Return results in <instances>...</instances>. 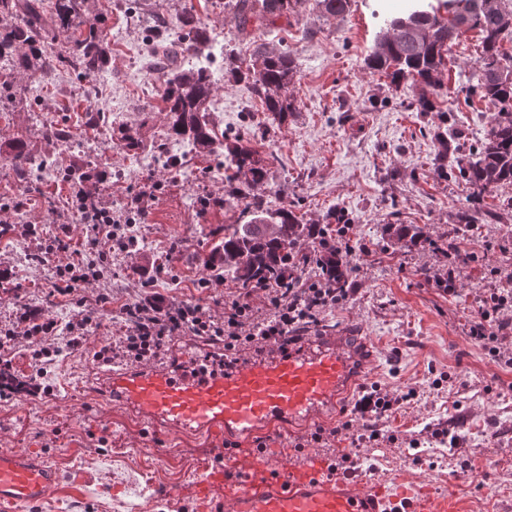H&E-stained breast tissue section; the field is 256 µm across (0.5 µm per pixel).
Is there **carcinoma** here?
Listing matches in <instances>:
<instances>
[{
    "mask_svg": "<svg viewBox=\"0 0 512 512\" xmlns=\"http://www.w3.org/2000/svg\"><path fill=\"white\" fill-rule=\"evenodd\" d=\"M86 0H56L54 12L44 16L38 8L21 0H0V14L13 17L27 14L21 25L0 29V59L13 57L23 47H36L33 34L47 28L48 21L81 15ZM320 13L342 16L349 0H314ZM486 0H442L438 5L418 4L390 15L385 28L376 37L372 52L365 59V69L380 73L391 83H411L420 88L418 110H436L435 96L441 78L448 70L452 47L472 30L481 37V55L477 60L476 84L472 90L487 100L497 112L478 137L477 146L462 151L443 133L435 134L438 149L432 168L437 179L452 177L469 185L468 201L481 202L483 195L503 184L512 185V54L502 50L505 40L512 42V0H495L491 8ZM294 0H233L238 19L237 31L250 24L275 33L277 22L293 13ZM215 38L203 24L171 40L159 34L152 42L149 74L161 82V105L149 108L166 113V141L189 147L197 153L224 158L222 165L232 171L230 178L244 177V186L253 198L262 197L268 188L267 173L254 152L237 137L224 144L210 119V101L215 80L211 66L215 62ZM65 61L79 77L102 78L107 73V46L92 34L73 30ZM297 65L289 50L270 49L262 43L234 70L237 81L247 83L260 98L264 111L284 120L296 111L295 101L287 95ZM12 162L24 172L29 157L24 143L11 144ZM244 224L224 225V241L213 249L210 264L224 266V278L232 284L248 287L254 283L275 282L288 287L284 280L306 270L305 257L297 249L300 239L323 232L325 225L305 224L288 206L277 209L254 204L244 208L239 219ZM448 250L464 267L473 260L457 237L448 240ZM322 272L337 288L350 286L352 267L346 258L326 256Z\"/></svg>",
    "mask_w": 512,
    "mask_h": 512,
    "instance_id": "obj_1",
    "label": "carcinoma"
}]
</instances>
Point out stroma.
Instances as JSON below:
<instances>
[{"label":"stroma","mask_w":512,"mask_h":512,"mask_svg":"<svg viewBox=\"0 0 512 512\" xmlns=\"http://www.w3.org/2000/svg\"><path fill=\"white\" fill-rule=\"evenodd\" d=\"M411 0H351L341 17H324L311 4L297 9L295 22L281 39L265 40L262 32L236 39L235 15L225 0H86L85 26L107 36L110 75L99 82H77L61 64L42 65V57L65 53L67 33L55 29L24 68L1 74L13 94L0 98V199L9 202L0 220L10 225L0 235V277L11 287L0 289V325L28 307L65 323L79 314L78 305H46L53 279L48 265L30 262L38 241L25 235L28 224L69 222L73 241L85 233L70 223L59 177L81 166L106 171L98 186L103 202L125 214L134 195L147 192L144 217L132 233L133 253L114 251L112 272L82 294L112 298L107 308L93 307L84 350L66 351L43 367L45 394L0 402V450L34 452L52 460L61 485L20 512H205L188 496L212 442L155 430L127 416L102 398L96 381L99 365L90 351L111 339L125 304L154 291L167 300H193L213 315L224 310L225 285L199 287L205 260L216 241L214 232L233 223L246 205L236 184L224 179V168L212 156L183 150L181 165L167 166L160 154L148 170L138 156L119 144L126 128H140L148 147L166 134V116L154 111L160 88L147 79L148 51L156 32L177 35L179 21L199 19L212 36L235 37L234 58H218L224 72L214 93L211 118L226 136L250 141L267 170V208H296L305 223L322 224L331 209L344 211L359 242L370 255L351 259L357 272L353 294L329 312L318 334L357 328L369 342L372 357L349 391L337 401V412L307 422L275 425L266 457L289 466L328 459L326 449L307 444L316 428L343 420L362 387L377 383L409 398L380 423L397 443L363 442L352 447L361 461L362 485L383 484L421 490L433 497L447 494L464 512H512V369L471 343L469 322L490 293L504 287L512 273V186L485 196L484 211L468 228L475 261L465 266L456 295L438 281L448 275V256L431 248L447 239L467 208V190L455 180L431 176L435 133L453 128L466 145L491 122L492 105L472 92V75L480 55V38L467 33L452 50L454 63L442 78L435 112L415 107L418 91L391 84L365 69L377 32L388 15ZM286 43L298 63L288 94L297 109L286 120H274L260 100L230 70L235 59L249 57L257 45ZM109 117L96 139L98 155L48 139L59 127L78 134L84 116ZM23 140L33 167L18 174L10 145ZM385 224H414L424 240L413 246L393 244L381 234ZM166 276H157L158 265ZM154 280L146 289V280ZM447 430L444 439L434 430ZM304 450H295L297 441ZM447 455H439V448ZM457 478L449 487V478Z\"/></svg>","instance_id":"stroma-1"}]
</instances>
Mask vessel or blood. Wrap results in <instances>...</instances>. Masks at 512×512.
Masks as SVG:
<instances>
[{"label": "vessel or blood", "instance_id": "b4317fda", "mask_svg": "<svg viewBox=\"0 0 512 512\" xmlns=\"http://www.w3.org/2000/svg\"><path fill=\"white\" fill-rule=\"evenodd\" d=\"M191 345L145 367L101 370V389L135 419L167 431L248 438L285 421L323 416L364 365L368 343L353 329L312 335L246 356L216 373L189 374L180 359ZM238 469L216 465L196 484L200 500L220 499L223 512H459L457 501L405 488L388 492L328 475L326 469L287 470L254 452ZM59 471L27 452L0 454V505L45 499Z\"/></svg>", "mask_w": 512, "mask_h": 512}]
</instances>
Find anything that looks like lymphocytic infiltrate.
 <instances>
[{"label":"lymphocytic infiltrate","instance_id":"obj_1","mask_svg":"<svg viewBox=\"0 0 512 512\" xmlns=\"http://www.w3.org/2000/svg\"><path fill=\"white\" fill-rule=\"evenodd\" d=\"M91 193V188L82 182L74 183L70 191L75 220L89 227V234L79 248L68 247V228L48 235L39 224L26 228L27 235L32 238L47 236L48 244L43 251L57 260L51 288L62 296L74 294L89 284L92 276L87 267L91 256H110L112 250H127L135 241L129 218L113 216L110 209L101 205L93 210L82 207V199ZM265 293L267 311L261 315L249 303L247 292L236 289L225 291L224 314L220 317L193 301L169 303L158 297L127 304L123 309V326L112 341L94 350L93 359L104 365L147 363L164 354L169 337L187 333L223 344L224 355L230 359L244 351L261 350L266 345L283 349L351 295L350 289L333 288L318 274L301 279L288 288L266 287ZM511 307V288L491 293L473 316L468 331L474 345L488 350L498 363L509 368L512 367V354L501 351L499 343L504 331L512 328V323L500 319L499 314ZM89 322V315L82 314L62 325L43 318L40 312L26 310L12 325L1 327L0 399H10L14 393L9 382L12 360L7 351L18 339H34L42 344L41 349L31 356L35 367L28 388L36 392L40 389L38 380L44 359L59 354L64 348L80 350L86 341ZM403 401L402 394L382 390L381 386L363 387L351 413L335 427L315 429L310 441L322 448L335 447L339 437L350 431L357 421L363 422L368 440L378 441L382 437L379 421L394 412Z\"/></svg>","mask_w":512,"mask_h":512}]
</instances>
